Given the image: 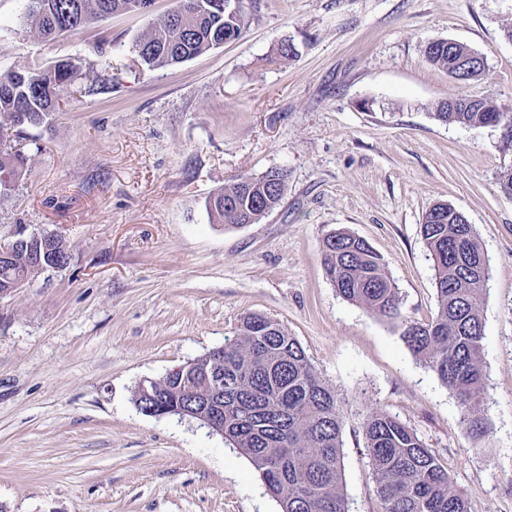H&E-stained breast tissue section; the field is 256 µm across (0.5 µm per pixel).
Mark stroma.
Here are the masks:
<instances>
[{"mask_svg":"<svg viewBox=\"0 0 512 512\" xmlns=\"http://www.w3.org/2000/svg\"><path fill=\"white\" fill-rule=\"evenodd\" d=\"M172 5L44 42L21 25L20 0H0V70L74 58L82 71L49 125L11 138L24 169L0 191V226L56 232L71 253L65 270L0 296V504L280 512L224 438L133 400L141 381L259 313L299 341L343 404L348 512L378 510L361 428L371 409L432 448L471 512H512V198L500 187L512 142L432 115L452 94L512 113V0H257L239 39L147 70L135 44ZM285 39L293 58L277 55ZM440 39L483 54V76L460 84L429 62ZM273 168L288 173L279 208L256 224L213 221L225 184ZM438 202L474 225L489 261L478 434L401 328L340 296L322 263L330 233L366 239L404 315L429 321L435 271L420 225Z\"/></svg>","mask_w":512,"mask_h":512,"instance_id":"obj_1","label":"stroma"}]
</instances>
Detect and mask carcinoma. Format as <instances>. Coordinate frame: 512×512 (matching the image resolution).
Listing matches in <instances>:
<instances>
[{"mask_svg":"<svg viewBox=\"0 0 512 512\" xmlns=\"http://www.w3.org/2000/svg\"><path fill=\"white\" fill-rule=\"evenodd\" d=\"M23 24L39 38L52 40L115 13L130 11L131 0H22ZM224 0H174L172 9L137 41L136 52L149 70L182 63L218 48L217 35L239 38L252 0H239L236 11L217 8ZM428 59L457 82L482 76L485 67L471 58L468 46L445 40L429 43ZM81 79L78 64L61 60L44 70L0 72V131L48 122L59 101ZM446 124L484 126L493 119L510 123L490 101L455 95L435 106ZM264 182L242 176L224 185L211 205L222 224H257L282 203L287 171ZM436 203L426 211L421 234L435 270L438 310L427 322L402 314L397 288L385 263L363 239L333 232L322 248V262L336 291L375 314L399 321L405 341L455 394L470 428L481 430L485 373L484 325L480 315L489 263L473 225L448 210L436 220ZM24 254L0 265V290L22 276ZM201 363L224 370L218 387L199 373L164 380L156 397L163 404L188 405L207 394L224 408V432L279 500L281 512H347L342 493L343 408L336 393L314 369L298 340L277 321L247 316L237 336L212 350ZM366 449L376 482L378 512H470L436 454L396 417L378 410L362 419Z\"/></svg>","mask_w":512,"mask_h":512,"instance_id":"obj_1","label":"carcinoma"}]
</instances>
